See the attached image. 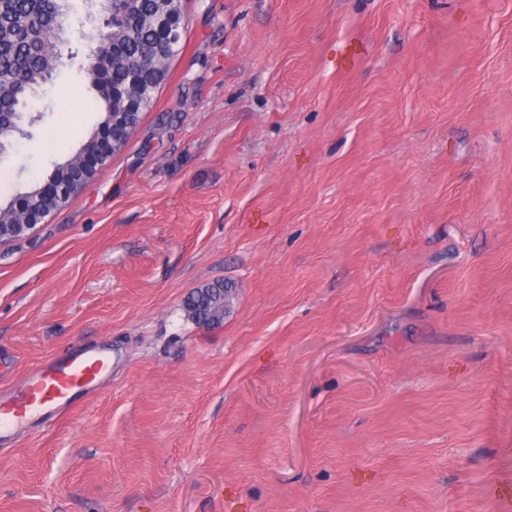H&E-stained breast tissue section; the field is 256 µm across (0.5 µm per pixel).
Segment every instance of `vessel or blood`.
<instances>
[{
	"instance_id": "1",
	"label": "vessel or blood",
	"mask_w": 512,
	"mask_h": 512,
	"mask_svg": "<svg viewBox=\"0 0 512 512\" xmlns=\"http://www.w3.org/2000/svg\"><path fill=\"white\" fill-rule=\"evenodd\" d=\"M108 365L107 357L82 352L55 357L32 368L0 404V431L11 429L30 415L69 412L76 394L97 384Z\"/></svg>"
}]
</instances>
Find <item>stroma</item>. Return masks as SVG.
Wrapping results in <instances>:
<instances>
[{
	"label": "stroma",
	"instance_id": "obj_1",
	"mask_svg": "<svg viewBox=\"0 0 512 512\" xmlns=\"http://www.w3.org/2000/svg\"><path fill=\"white\" fill-rule=\"evenodd\" d=\"M127 145L0 243V512H512V0H183ZM61 68L0 206L100 113ZM233 290L223 321L185 303ZM109 360L101 354L82 352L51 358L26 374L20 386L12 387L0 404V431L9 430L27 416L57 417L69 412L77 393L97 384Z\"/></svg>",
	"mask_w": 512,
	"mask_h": 512
}]
</instances>
